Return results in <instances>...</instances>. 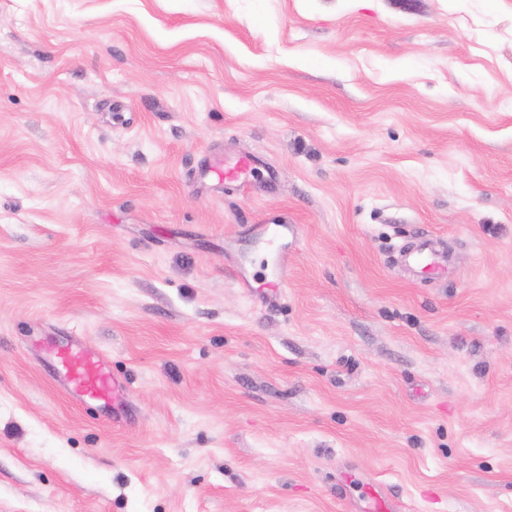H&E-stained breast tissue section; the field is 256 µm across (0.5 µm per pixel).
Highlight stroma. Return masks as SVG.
<instances>
[{
	"mask_svg": "<svg viewBox=\"0 0 512 512\" xmlns=\"http://www.w3.org/2000/svg\"><path fill=\"white\" fill-rule=\"evenodd\" d=\"M0 512H512V0H0ZM403 260L407 266L413 269L439 272L438 267L434 265L432 249L426 242L421 243L415 249L405 252L403 254ZM60 362L65 369L67 382L78 396L102 398L114 387L111 373L101 361L81 349H72L60 354Z\"/></svg>",
	"mask_w": 512,
	"mask_h": 512,
	"instance_id": "obj_1",
	"label": "stroma"
}]
</instances>
